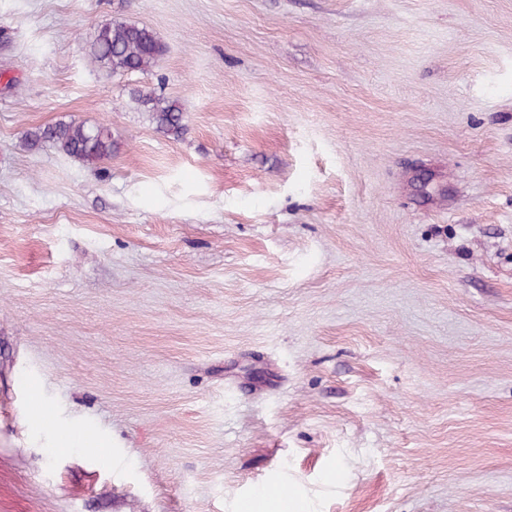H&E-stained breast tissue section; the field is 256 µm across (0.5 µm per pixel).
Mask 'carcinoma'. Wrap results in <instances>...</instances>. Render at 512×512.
Returning <instances> with one entry per match:
<instances>
[{
    "label": "carcinoma",
    "instance_id": "cac0c4a2",
    "mask_svg": "<svg viewBox=\"0 0 512 512\" xmlns=\"http://www.w3.org/2000/svg\"><path fill=\"white\" fill-rule=\"evenodd\" d=\"M91 62L114 75L147 73L165 53V46L152 30L135 23L113 22L94 31L89 41ZM131 99L150 113L156 129L170 139L185 133L183 114L176 101L146 88H134ZM24 149L49 146L85 165H97L121 148L112 132L103 125L60 120L28 131Z\"/></svg>",
    "mask_w": 512,
    "mask_h": 512
}]
</instances>
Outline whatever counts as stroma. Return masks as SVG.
Here are the masks:
<instances>
[{"label": "stroma", "mask_w": 512, "mask_h": 512, "mask_svg": "<svg viewBox=\"0 0 512 512\" xmlns=\"http://www.w3.org/2000/svg\"><path fill=\"white\" fill-rule=\"evenodd\" d=\"M115 20L153 71L90 64ZM70 119L119 153L22 148ZM270 484L512 512V0H0V512ZM91 62L112 75L147 73L165 53L155 32L129 22H113L94 31L89 41ZM130 96L145 112L150 113L159 132L173 140H179L183 136V114L176 101L146 88H134Z\"/></svg>", "instance_id": "stroma-1"}]
</instances>
